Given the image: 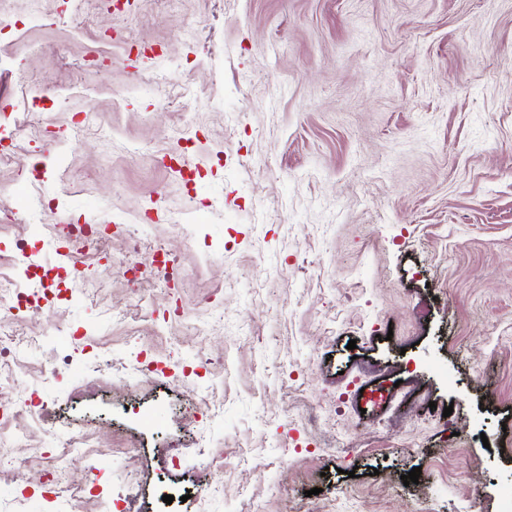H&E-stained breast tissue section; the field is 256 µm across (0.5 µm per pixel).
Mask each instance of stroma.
<instances>
[{
	"label": "stroma",
	"instance_id": "stroma-1",
	"mask_svg": "<svg viewBox=\"0 0 512 512\" xmlns=\"http://www.w3.org/2000/svg\"><path fill=\"white\" fill-rule=\"evenodd\" d=\"M130 22L170 63L138 85L101 0H0V122L23 125L0 160V211L18 216L0 223V276L15 239L51 269L55 225L111 227L74 258L83 296L61 270L59 296L9 319L0 401L41 416L0 425L26 435L0 458V512H101L92 460L93 491L138 480L129 512H501L512 0H134ZM25 79L49 93L39 111ZM44 118L67 134L49 151ZM35 164L36 209L17 197ZM159 250L175 287L149 271ZM131 261L148 270L136 295ZM381 382L393 409L361 413L357 390ZM203 397L216 415H196ZM62 420L92 446L59 474L78 495L53 505ZM195 446V466L173 465Z\"/></svg>",
	"mask_w": 512,
	"mask_h": 512
}]
</instances>
